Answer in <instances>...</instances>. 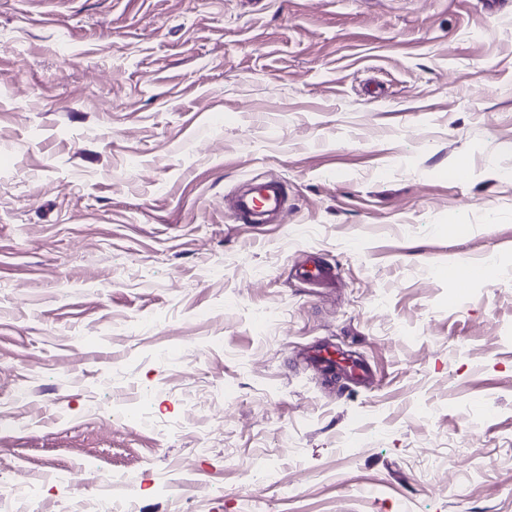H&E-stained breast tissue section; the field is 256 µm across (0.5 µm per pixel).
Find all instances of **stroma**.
<instances>
[{
    "label": "stroma",
    "instance_id": "stroma-1",
    "mask_svg": "<svg viewBox=\"0 0 512 512\" xmlns=\"http://www.w3.org/2000/svg\"><path fill=\"white\" fill-rule=\"evenodd\" d=\"M509 168L512 0H0L15 508L96 469L136 512H512ZM254 192L251 196H241L235 200V214L240 216L239 219H247L256 224L252 217L260 211L284 212L286 197L278 181L270 179L260 183L254 188ZM336 276L333 268L322 263L310 261L300 267L297 277L300 280L314 284H323L332 281ZM332 353L333 351L329 348L319 349L314 353L313 359L326 364L328 367L333 365L342 367L344 364L345 367L349 368L350 376L354 379L364 378L368 375L367 369L362 364L346 362L345 358H334Z\"/></svg>",
    "mask_w": 512,
    "mask_h": 512
}]
</instances>
